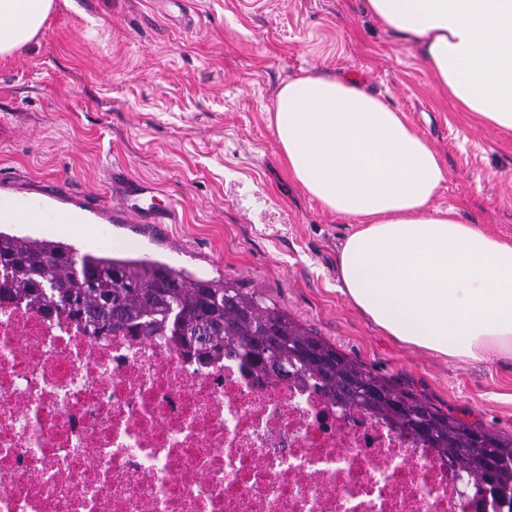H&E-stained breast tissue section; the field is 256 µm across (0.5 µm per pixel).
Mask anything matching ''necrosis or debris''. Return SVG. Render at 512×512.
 <instances>
[{"instance_id": "necrosis-or-debris-1", "label": "necrosis or debris", "mask_w": 512, "mask_h": 512, "mask_svg": "<svg viewBox=\"0 0 512 512\" xmlns=\"http://www.w3.org/2000/svg\"><path fill=\"white\" fill-rule=\"evenodd\" d=\"M0 512H496L370 413L0 305Z\"/></svg>"}]
</instances>
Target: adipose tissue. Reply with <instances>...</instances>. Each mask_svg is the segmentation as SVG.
I'll return each instance as SVG.
<instances>
[{
	"label": "adipose tissue",
	"mask_w": 512,
	"mask_h": 512,
	"mask_svg": "<svg viewBox=\"0 0 512 512\" xmlns=\"http://www.w3.org/2000/svg\"><path fill=\"white\" fill-rule=\"evenodd\" d=\"M53 0H0V55L30 42ZM417 47L463 111L512 133V0H366ZM291 177L353 218L339 291L398 341L463 361L512 358V243L434 207L440 155L352 77L284 84L270 116Z\"/></svg>",
	"instance_id": "obj_1"
}]
</instances>
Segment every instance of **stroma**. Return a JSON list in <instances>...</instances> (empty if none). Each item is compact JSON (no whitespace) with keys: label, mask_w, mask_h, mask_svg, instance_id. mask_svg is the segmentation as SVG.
Wrapping results in <instances>:
<instances>
[{"label":"stroma","mask_w":512,"mask_h":512,"mask_svg":"<svg viewBox=\"0 0 512 512\" xmlns=\"http://www.w3.org/2000/svg\"><path fill=\"white\" fill-rule=\"evenodd\" d=\"M353 76L438 151L434 205L512 241V136L461 111L415 45L365 0H55L43 30L0 56V200L69 190L91 204L125 184L169 206V224H12L85 250L103 238L257 291L402 390L512 435V361L464 362L384 333L338 290L336 258L357 222L288 174L268 114L306 72Z\"/></svg>","instance_id":"stroma-1"}]
</instances>
